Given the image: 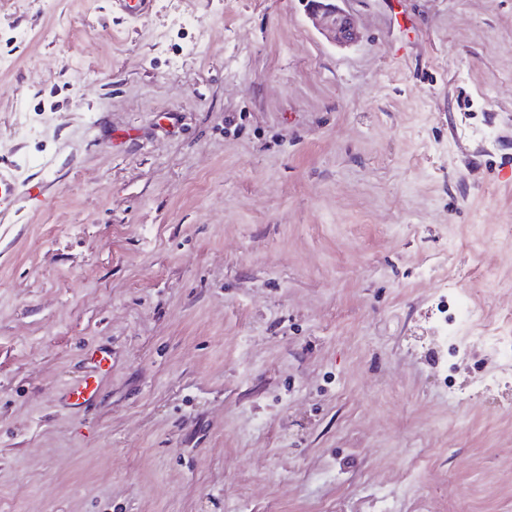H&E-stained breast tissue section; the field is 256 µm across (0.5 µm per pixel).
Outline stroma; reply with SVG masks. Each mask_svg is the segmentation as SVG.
<instances>
[{
	"mask_svg": "<svg viewBox=\"0 0 512 512\" xmlns=\"http://www.w3.org/2000/svg\"><path fill=\"white\" fill-rule=\"evenodd\" d=\"M341 6L0 0V512H512V0ZM340 0H303L308 14L315 20L321 31L333 40L351 44L357 38L354 18L336 2ZM24 194L9 168L0 166V212L11 210ZM83 362L88 376L66 386L60 396L61 402L74 410L88 406L95 399L97 375L112 367V351L101 344L89 347L83 353Z\"/></svg>",
	"mask_w": 512,
	"mask_h": 512,
	"instance_id": "obj_1",
	"label": "stroma"
}]
</instances>
